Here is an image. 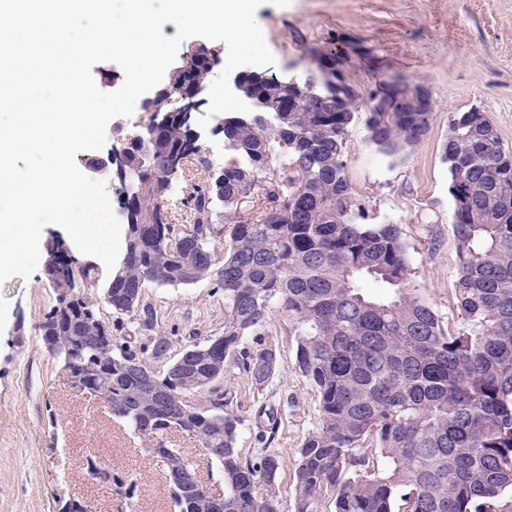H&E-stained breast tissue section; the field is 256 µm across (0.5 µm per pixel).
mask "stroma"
<instances>
[{"mask_svg": "<svg viewBox=\"0 0 512 512\" xmlns=\"http://www.w3.org/2000/svg\"><path fill=\"white\" fill-rule=\"evenodd\" d=\"M278 76H302L306 51L335 43L371 49V58L350 57L347 77L360 95L382 72L422 78L437 111L427 134L401 154L381 153L368 139L367 112L355 113L348 130L347 177L369 216L400 228L410 262L427 297L449 318L448 290L457 273L451 233L453 200L443 160L448 115L479 108L512 150V0H291L256 12ZM148 294L163 330L204 341L221 334L224 295L210 282L152 288ZM57 295L37 267L30 279L0 285V512H57L62 494L93 503L96 512H175L166 471L143 445L112 418L96 398L73 390L65 372L44 348L38 325ZM275 345L280 374L257 393L236 367L224 385L241 418V455L259 453L254 415L259 398L276 414L271 444L281 457L280 512H294L293 475L298 450L317 417V393L295 369V343L287 318L275 309L245 336L248 352ZM94 453L116 472H135L133 499L92 480L84 458Z\"/></svg>", "mask_w": 512, "mask_h": 512, "instance_id": "stroma-1", "label": "stroma"}]
</instances>
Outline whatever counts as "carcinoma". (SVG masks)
I'll return each mask as SVG.
<instances>
[{
  "label": "carcinoma",
  "mask_w": 512,
  "mask_h": 512,
  "mask_svg": "<svg viewBox=\"0 0 512 512\" xmlns=\"http://www.w3.org/2000/svg\"><path fill=\"white\" fill-rule=\"evenodd\" d=\"M307 55L301 77L243 75L251 111L222 122L224 149L239 162L217 174L176 119L152 141L126 142L136 194L118 191L133 214L123 259L95 301L74 293L79 280L99 281L95 262L68 256L46 270L57 304L39 324L41 340L73 372V387L167 458L178 512H213L212 494L195 461L164 447L171 430L214 457L224 512H280L281 458L268 448L256 458L238 452L241 420L224 389L231 364L261 392L275 375L276 350L236 353L276 305L288 317L296 369L319 397L293 476L295 512H319L327 496L335 512H492L512 494V152L485 113L449 116L444 161L458 269L447 328L398 225L369 221L348 182V126L360 95L338 96L327 79L345 75L348 56L330 46ZM214 60L202 47L183 57L145 109L189 96ZM418 85L386 76L370 90L368 139L381 153L396 155L428 132L435 105L418 104ZM192 164L208 175L188 179L190 223L180 224L169 211L170 177ZM206 280L224 292V332L186 342L156 373L152 361L175 338L159 329L146 289ZM129 363L151 373V384L128 373Z\"/></svg>",
  "instance_id": "cac0c4a2"
}]
</instances>
